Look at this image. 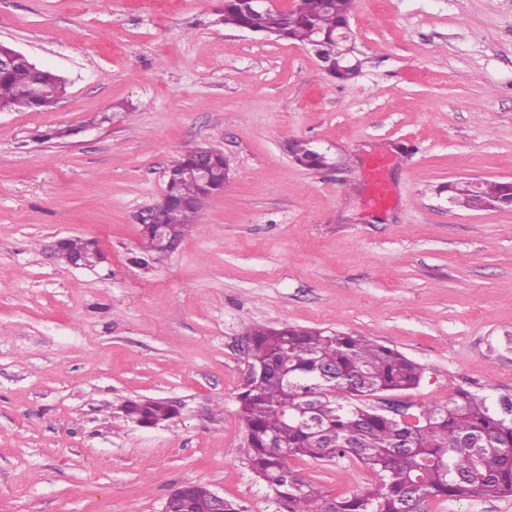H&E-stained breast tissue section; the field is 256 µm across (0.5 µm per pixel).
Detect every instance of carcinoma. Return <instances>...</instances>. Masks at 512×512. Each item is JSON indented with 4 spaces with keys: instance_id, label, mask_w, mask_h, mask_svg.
<instances>
[{
    "instance_id": "cac0c4a2",
    "label": "carcinoma",
    "mask_w": 512,
    "mask_h": 512,
    "mask_svg": "<svg viewBox=\"0 0 512 512\" xmlns=\"http://www.w3.org/2000/svg\"><path fill=\"white\" fill-rule=\"evenodd\" d=\"M353 0H293L281 11L258 8L253 0H224V26L326 49L331 76H357L341 54L339 36L349 28ZM66 92L49 69L15 65L0 69V111L41 112ZM185 147L170 173L171 201L156 208L154 223L180 240L194 227L196 213L213 190L182 171L205 163L212 178L224 180V154ZM294 160L317 169L325 159L301 141L290 146ZM453 203L491 208L512 183L480 190L472 182L448 186ZM87 246L68 238L59 252L72 257ZM249 365L266 369L239 394L238 416L247 435L248 467L288 512H407L428 498L464 500L475 495L512 497V394H478L461 388L446 405L392 415L371 403L417 387L424 368L398 350L360 336L299 327H252L247 335ZM128 419L153 426L176 414L159 400L131 401ZM292 457L338 463L356 459L381 480L375 491L329 499L317 485L289 466Z\"/></svg>"
}]
</instances>
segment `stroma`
I'll list each match as a JSON object with an SVG mask.
<instances>
[{
  "label": "stroma",
  "mask_w": 512,
  "mask_h": 512,
  "mask_svg": "<svg viewBox=\"0 0 512 512\" xmlns=\"http://www.w3.org/2000/svg\"><path fill=\"white\" fill-rule=\"evenodd\" d=\"M222 3L0 0V43L67 81L46 111L0 112V512H163L188 482L287 512L242 456L255 325L397 349L425 369L401 395L415 409L512 393V211L448 201L457 181L512 182V0H355L345 83L307 47L225 27ZM295 140L329 166L297 164ZM194 144L223 151L224 191L136 264L133 216ZM75 237L105 261L50 256ZM145 398L178 417L127 421ZM289 465L332 498L380 484L357 460Z\"/></svg>",
  "instance_id": "stroma-1"
}]
</instances>
